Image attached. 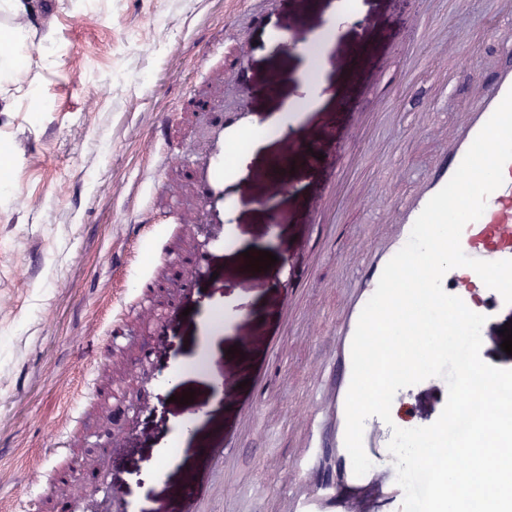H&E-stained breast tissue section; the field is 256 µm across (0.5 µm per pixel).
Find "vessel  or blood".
I'll return each mask as SVG.
<instances>
[{"mask_svg":"<svg viewBox=\"0 0 512 512\" xmlns=\"http://www.w3.org/2000/svg\"><path fill=\"white\" fill-rule=\"evenodd\" d=\"M508 59L492 76L477 75L475 93L460 107L459 119L445 134L442 147L412 192L391 204L378 235L360 260L355 292L345 298L328 336L323 341L330 367V389L313 395L311 419L305 427V442L293 461L292 482L279 494L277 512H347L346 493L373 481L385 488L372 512H403L404 492L387 462L391 428L379 417H369L364 425L363 447L375 465L356 476L345 447V400L352 377L351 345L360 313L374 294L387 262L406 244L413 224L427 202L451 179L473 140L492 116L508 91L512 90V36L506 40ZM504 183L487 199L482 216L468 223L461 234V247L470 258L484 261L512 259V162L504 167ZM199 191L205 208L215 216L224 214V152L215 149L199 174ZM456 296L485 314L504 306L496 290L484 287L473 270L453 279ZM481 289L474 298L473 289ZM212 473L208 490L196 484H180L175 493L185 512H216L224 495V474L233 467V452L224 445L208 449Z\"/></svg>","mask_w":512,"mask_h":512,"instance_id":"obj_1","label":"vessel or blood"}]
</instances>
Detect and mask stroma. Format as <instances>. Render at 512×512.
I'll use <instances>...</instances> for the list:
<instances>
[{"instance_id":"1","label":"stroma","mask_w":512,"mask_h":512,"mask_svg":"<svg viewBox=\"0 0 512 512\" xmlns=\"http://www.w3.org/2000/svg\"><path fill=\"white\" fill-rule=\"evenodd\" d=\"M331 2L31 0L26 81L41 106L0 112V512L21 497L32 512H60L74 497L82 512H112L104 481L130 501L149 486L143 512H178L170 484L203 470L199 450L218 439L234 455L223 512L240 499L274 512L351 259L389 196L417 185L473 91V65L499 58L493 33L507 23L496 0H363L360 21L320 55L331 96L299 117L296 137L313 156L295 162L287 187L262 182L281 164L284 144L273 142L236 185L239 238L277 257L259 271L214 245L225 227L206 223L191 176L211 151V125L188 100L220 81L228 135L278 111ZM300 19L306 29L288 51L271 49L267 26L295 32ZM278 73L289 80L270 89ZM166 152L171 163L153 173ZM183 255L204 264L186 287L171 265ZM143 272L158 284L147 307L136 292ZM230 296L232 325L203 324L205 303ZM116 316L128 335L110 345ZM507 323L512 308L482 326L487 364L512 365L500 347ZM208 328L220 349L199 369L221 390L166 383L174 363L200 355ZM184 388L200 417L177 467L154 472ZM249 405L262 415L247 431ZM69 468L75 482H55Z\"/></svg>"}]
</instances>
